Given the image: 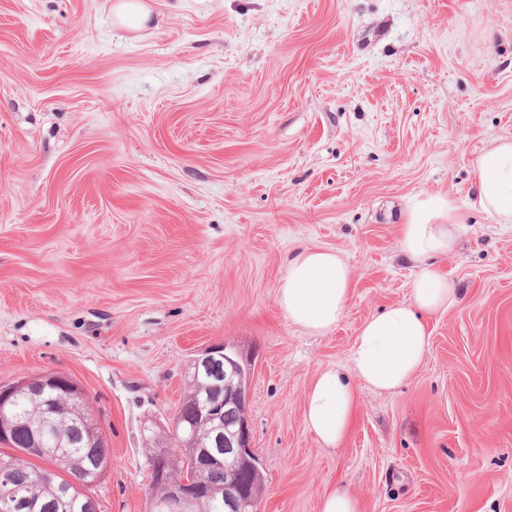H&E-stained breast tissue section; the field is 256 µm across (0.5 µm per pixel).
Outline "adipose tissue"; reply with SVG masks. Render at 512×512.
Here are the masks:
<instances>
[{
  "mask_svg": "<svg viewBox=\"0 0 512 512\" xmlns=\"http://www.w3.org/2000/svg\"><path fill=\"white\" fill-rule=\"evenodd\" d=\"M473 209L498 224H512V140L492 143L479 157ZM448 196L414 197L401 226L400 249L418 269L409 302L367 319L350 350L349 366L330 367L305 394L306 425L320 444L337 448L348 435L359 407L356 382L390 392L410 380L431 346L428 319L458 301V290L436 263L453 254L469 218ZM349 264L339 251L303 248L289 257L276 304L292 324L312 335L332 332L351 300Z\"/></svg>",
  "mask_w": 512,
  "mask_h": 512,
  "instance_id": "adipose-tissue-1",
  "label": "adipose tissue"
}]
</instances>
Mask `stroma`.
I'll list each match as a JSON object with an SVG mask.
<instances>
[{
  "mask_svg": "<svg viewBox=\"0 0 512 512\" xmlns=\"http://www.w3.org/2000/svg\"><path fill=\"white\" fill-rule=\"evenodd\" d=\"M0 0V382L86 391L111 463L101 512H147V434L166 435L199 349L249 368L258 512H512V224L471 211L440 259L459 302L391 393L358 386L323 448L305 391L361 324L409 301L402 212L475 199L512 139V0ZM348 260L340 324L276 305L302 247ZM140 0H116L112 5V13L116 21L130 29L145 27L149 21L150 11ZM320 512H360L358 501L341 484L328 486L319 501Z\"/></svg>",
  "mask_w": 512,
  "mask_h": 512,
  "instance_id": "stroma-1",
  "label": "stroma"
}]
</instances>
